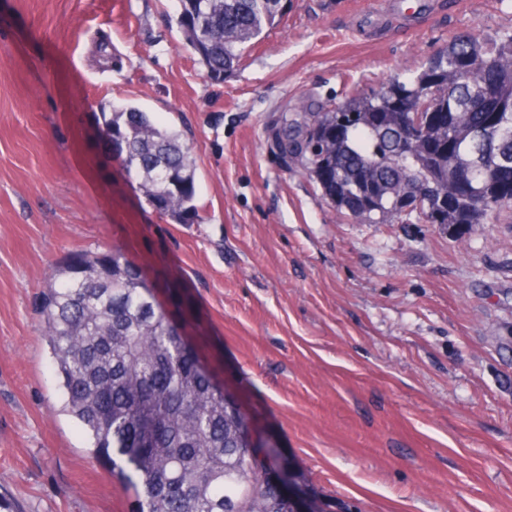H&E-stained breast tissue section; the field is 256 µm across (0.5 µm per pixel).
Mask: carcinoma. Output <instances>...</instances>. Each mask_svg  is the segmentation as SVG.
<instances>
[{"instance_id":"carcinoma-1","label":"carcinoma","mask_w":512,"mask_h":512,"mask_svg":"<svg viewBox=\"0 0 512 512\" xmlns=\"http://www.w3.org/2000/svg\"><path fill=\"white\" fill-rule=\"evenodd\" d=\"M183 45L224 81L245 50L280 21L282 0H176ZM96 65L119 64L104 35ZM429 149L403 157L410 113ZM507 132L474 158L470 133ZM97 138L162 219L198 224L196 165L181 134L131 102L100 108ZM275 146L336 211L362 224L470 225L491 208L512 210V33L456 35L405 77L324 112L303 104L283 118ZM423 195L401 213L402 195ZM61 411L88 448L132 491L133 512H293L246 439L247 423L156 300L142 270L119 249L75 252L50 276L42 308Z\"/></svg>"}]
</instances>
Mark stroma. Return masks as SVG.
Returning a JSON list of instances; mask_svg holds the SVG:
<instances>
[{
    "instance_id": "1",
    "label": "stroma",
    "mask_w": 512,
    "mask_h": 512,
    "mask_svg": "<svg viewBox=\"0 0 512 512\" xmlns=\"http://www.w3.org/2000/svg\"><path fill=\"white\" fill-rule=\"evenodd\" d=\"M224 82L174 0H0V495L16 512H131L61 414L46 281L118 245L273 450L296 512H512V219L361 224L277 154L299 99L369 93L512 0H283ZM108 34L117 72L99 71ZM175 127L202 223L142 207L97 140L101 105ZM93 56L97 67L103 71H111L119 64V58L112 47V42L105 35L98 36L93 42Z\"/></svg>"
}]
</instances>
